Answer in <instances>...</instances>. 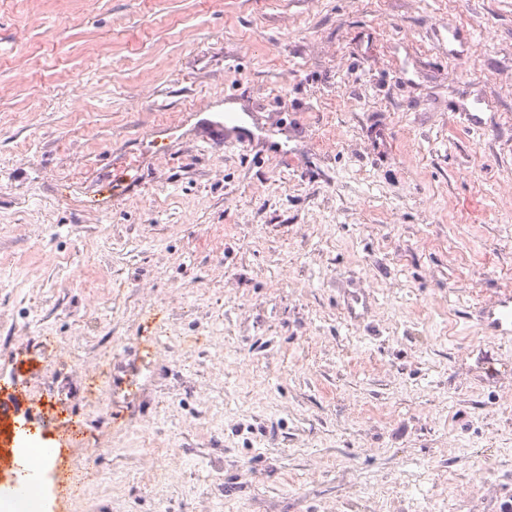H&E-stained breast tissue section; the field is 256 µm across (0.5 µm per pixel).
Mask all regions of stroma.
Wrapping results in <instances>:
<instances>
[{
	"mask_svg": "<svg viewBox=\"0 0 512 512\" xmlns=\"http://www.w3.org/2000/svg\"><path fill=\"white\" fill-rule=\"evenodd\" d=\"M506 293L512 0H0L42 512H505ZM483 326L488 336L512 337V295L501 296L497 302L482 310Z\"/></svg>",
	"mask_w": 512,
	"mask_h": 512,
	"instance_id": "35a3bbf8",
	"label": "stroma"
}]
</instances>
